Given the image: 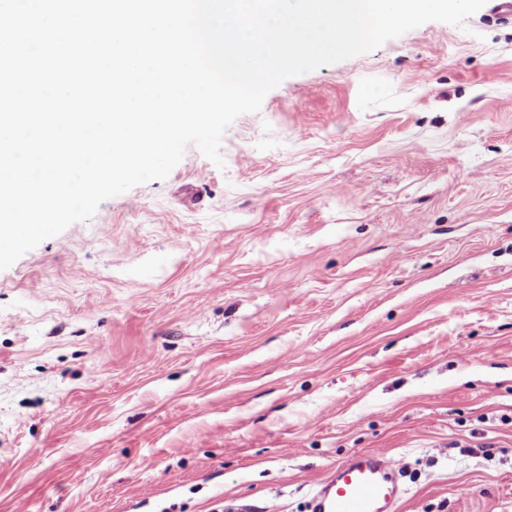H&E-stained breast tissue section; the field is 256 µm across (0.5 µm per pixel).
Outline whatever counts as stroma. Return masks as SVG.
<instances>
[{"instance_id":"1","label":"stroma","mask_w":512,"mask_h":512,"mask_svg":"<svg viewBox=\"0 0 512 512\" xmlns=\"http://www.w3.org/2000/svg\"><path fill=\"white\" fill-rule=\"evenodd\" d=\"M0 270V512H512V25L285 79ZM396 464L357 451L332 466L311 497V512H398L405 490Z\"/></svg>"}]
</instances>
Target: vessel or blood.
Returning a JSON list of instances; mask_svg holds the SVG:
<instances>
[{
    "instance_id": "b4317fda",
    "label": "vessel or blood",
    "mask_w": 512,
    "mask_h": 512,
    "mask_svg": "<svg viewBox=\"0 0 512 512\" xmlns=\"http://www.w3.org/2000/svg\"><path fill=\"white\" fill-rule=\"evenodd\" d=\"M403 495L395 463L362 450L330 468L311 497V512H398Z\"/></svg>"
}]
</instances>
